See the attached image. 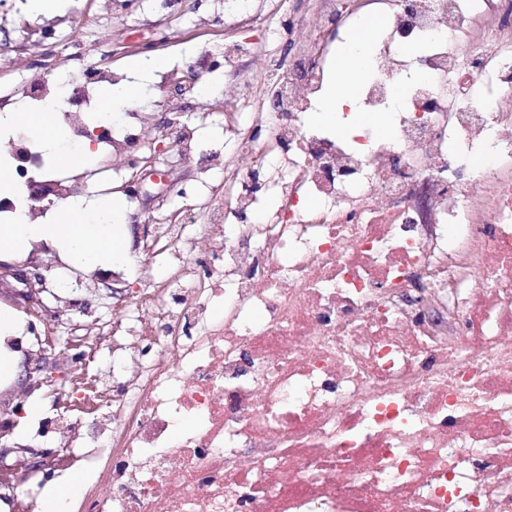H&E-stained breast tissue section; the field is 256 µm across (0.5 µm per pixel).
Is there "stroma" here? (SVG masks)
<instances>
[{"instance_id": "1", "label": "stroma", "mask_w": 512, "mask_h": 512, "mask_svg": "<svg viewBox=\"0 0 512 512\" xmlns=\"http://www.w3.org/2000/svg\"><path fill=\"white\" fill-rule=\"evenodd\" d=\"M322 7V0H288L284 9L278 0H252L248 9L229 11L224 0H184L182 14L169 15L159 0H63L60 9L36 14L28 0H0L1 115L23 110L17 93L34 78L60 84L90 62L123 76L127 62L142 56L144 45L153 42L159 45L158 57L167 61L164 71L144 74L151 94L135 107L146 163L134 172L121 158L100 151L76 182V197L88 200L99 196L92 173L113 172L119 184L139 179L136 196H114L130 219L125 243L132 248L130 263L120 267L119 281L104 283L99 270H85L38 243L20 255L0 251V260L28 275L24 281L0 279V306L11 309L15 336L23 346L34 344L36 338L27 329L32 323L49 329L60 351L34 372V385L17 380L0 384L17 396L20 406L34 403L41 408L36 418L16 419L8 446L58 450L54 420L64 410L74 415L86 410L82 391L72 385V363H79L97 387L115 383V371L130 358L124 345L146 310L145 298L175 273L168 246L153 238L155 225L178 220L189 208L205 212L224 194L223 168L247 163L235 149L231 125H251L254 114L236 105L226 89L259 81L269 60L288 58L291 16H315ZM87 17L93 26H84ZM228 38L251 45L233 68L222 65ZM199 64L207 69L204 84L213 88L207 96L185 81L188 68ZM175 122L195 127L200 148L219 158L221 167L204 174L182 161L161 134ZM30 290L42 303L35 313L22 300ZM97 328L113 331V339L79 344L80 336Z\"/></svg>"}]
</instances>
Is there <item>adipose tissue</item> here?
Returning <instances> with one entry per match:
<instances>
[{
	"instance_id": "obj_1",
	"label": "adipose tissue",
	"mask_w": 512,
	"mask_h": 512,
	"mask_svg": "<svg viewBox=\"0 0 512 512\" xmlns=\"http://www.w3.org/2000/svg\"><path fill=\"white\" fill-rule=\"evenodd\" d=\"M119 213L117 206L105 200L65 202L47 222L1 224L0 247L20 252L41 241L88 269L126 263L130 257L121 239L128 231L108 221L109 216Z\"/></svg>"
}]
</instances>
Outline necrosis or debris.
<instances>
[{
	"mask_svg": "<svg viewBox=\"0 0 512 512\" xmlns=\"http://www.w3.org/2000/svg\"><path fill=\"white\" fill-rule=\"evenodd\" d=\"M376 4L354 101L385 111L404 83L391 133L306 127L359 17L331 0L299 19L309 38L265 69L267 138L238 129L252 165L207 214L235 235L160 228L219 256L155 288L144 332L164 356L90 423L62 422L49 466L77 445L95 459L68 512H512V113L493 105L512 96V0ZM111 79L83 69L60 129ZM9 148L20 187L67 197L36 135Z\"/></svg>",
	"mask_w": 512,
	"mask_h": 512,
	"instance_id": "1",
	"label": "necrosis or debris"
}]
</instances>
